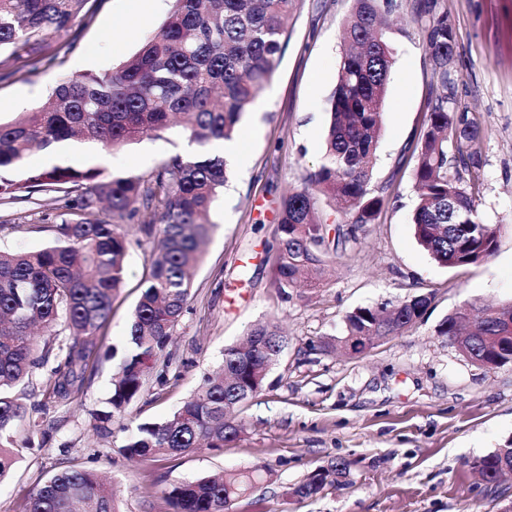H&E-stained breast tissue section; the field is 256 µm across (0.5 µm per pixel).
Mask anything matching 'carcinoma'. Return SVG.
<instances>
[{"mask_svg":"<svg viewBox=\"0 0 512 512\" xmlns=\"http://www.w3.org/2000/svg\"><path fill=\"white\" fill-rule=\"evenodd\" d=\"M89 0H0V50L19 57L47 48L45 34L71 29ZM396 0H353L344 24L339 79L330 98L331 121L320 164L304 185L289 193L278 214L274 245L275 287L287 299L304 280L321 285L329 256L328 227L334 215L349 218L346 242H357L373 223L383 199L371 195V161L382 130V112L392 68V48L381 25ZM301 0H174L159 30L125 63L100 74L61 80L40 107L0 123V207L55 193L65 200L55 216L58 240L28 251H0V478L11 468L13 428L26 418L24 392L53 349L61 360L46 383V399L69 402L84 385L97 336L124 283L126 257L134 245L121 230L135 224L159 249L142 280L128 346L112 380L108 410L97 419L125 415L144 390L146 377L187 310L190 270L202 260L209 238V212L227 183L224 158L206 151L174 155L141 176L101 179V171L76 169L60 160L48 168L26 167L35 149L77 141L117 150L158 136L178 122L188 139L205 148L231 139L242 114L277 72L288 21ZM412 17L431 54L440 92L429 103L413 168L414 236L444 267L490 258L499 227L484 223L476 186L466 187L481 167L479 125L459 109L455 69L457 44L445 0H413ZM453 168L448 171V148ZM332 202L320 213L318 199ZM428 294L409 296L392 309L358 307L344 317L343 337L398 336L420 321ZM454 311L439 323L440 336H466L455 343L461 356L480 367L512 363V301L480 307L468 323ZM58 326L68 331L57 341ZM277 324L258 323L241 345L224 349L222 373L208 376L160 423H143L122 446L131 458L164 460L206 446L222 448L242 432L240 411L263 388L286 343ZM28 419V418H26ZM32 433L48 435L44 421L28 419ZM512 465V442L482 456L481 476L495 485ZM336 460L318 477L307 476L289 494L317 497L347 477ZM263 478L253 468L228 477L173 483L165 491L172 512H228ZM23 512H117L112 485L78 468L58 470L37 485Z\"/></svg>","mask_w":512,"mask_h":512,"instance_id":"carcinoma-1","label":"carcinoma"}]
</instances>
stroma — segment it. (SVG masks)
Masks as SVG:
<instances>
[{
  "label": "stroma",
  "instance_id": "stroma-1",
  "mask_svg": "<svg viewBox=\"0 0 512 512\" xmlns=\"http://www.w3.org/2000/svg\"><path fill=\"white\" fill-rule=\"evenodd\" d=\"M412 0H396L386 36L394 49L382 135L370 189L384 205L357 244L328 258L316 290L281 299L273 285L279 205L322 159L329 97L337 83L342 29L352 0H303L281 64L243 114L249 161L232 164L218 199L215 227L192 276L188 308L123 418L106 410L141 281L155 247L130 250L123 288L98 337L90 379L72 403L50 405L48 436L14 428L15 462L0 478V512H23L28 492L63 468L94 470L111 481L120 512H171L166 487L217 473L265 467L267 477L235 501L233 512H498L512 500V477L488 485L473 459L512 439V365L471 363L436 327L468 302L512 301V0H447L458 45L457 88L482 130L480 216L500 227L488 260L446 268L415 240L412 151L437 89L416 28ZM173 0H98L92 20L47 38L39 54L14 59L0 51V121L42 105L73 74L101 73L134 55L165 21ZM197 144L174 127L119 150L75 144L67 162L104 176L145 175ZM60 200L39 195L0 209V249L55 243L45 213ZM432 294L421 322L364 353L336 350L347 312ZM277 321L288 345L262 391L242 410L240 437L221 449L200 448L165 461L131 460L121 452L141 423L167 419L257 323ZM341 459L345 485L297 501L288 491L318 467Z\"/></svg>",
  "mask_w": 512,
  "mask_h": 512
}]
</instances>
